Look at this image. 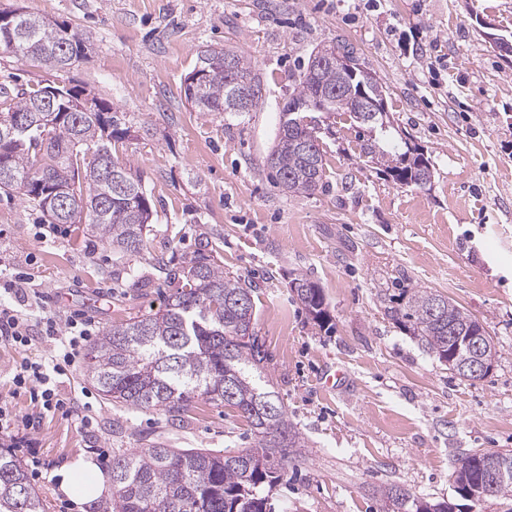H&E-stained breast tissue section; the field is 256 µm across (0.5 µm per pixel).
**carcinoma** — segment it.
Here are the masks:
<instances>
[{"mask_svg": "<svg viewBox=\"0 0 512 512\" xmlns=\"http://www.w3.org/2000/svg\"><path fill=\"white\" fill-rule=\"evenodd\" d=\"M13 27L0 24V50L56 73L70 58H87L90 40L65 25L51 23L22 8L12 10ZM229 58L231 72L184 88L198 112L239 114L236 86L246 80L256 88L243 111H254L262 84L244 57L230 49H208L198 55L192 73L209 67L215 56ZM294 94L281 112L276 141L265 161L276 183L291 195H311L323 186L325 151L321 132L310 122L314 109L349 116L367 132L360 145L365 163L376 166L402 186L431 184L433 168L417 147L399 152L387 147L386 90L367 85L361 70L328 66L313 78L301 71ZM54 99L56 119L46 126L33 106ZM293 127H287V111ZM29 117V129L18 133L0 154V192H17L49 224H80L112 250L139 254L153 209L141 178L113 153L124 139L112 108L97 97L82 98L73 87L54 81L27 88L0 87V128L18 115ZM72 181L66 204L51 199L54 181ZM181 285L164 309L106 328L87 352V374L108 402L136 410L184 414L196 397L234 409L250 427L255 446L214 454L201 449L154 446L112 456V502L104 512H273V491L283 481L288 453L303 456L306 441L295 430L271 391L256 376L269 360L254 335V288L224 274L218 251L200 250L186 261ZM291 292L321 328L332 327L322 289L305 276L291 281ZM387 314L402 324L444 365L455 356L453 336L475 333L482 323L465 308L430 288H409L389 299ZM486 453H465L454 472L457 496L470 512H485L494 500L466 499L476 485ZM388 483L378 489L383 512H448V501L431 500ZM0 512H45V504L13 456L0 452Z\"/></svg>", "mask_w": 512, "mask_h": 512, "instance_id": "cac0c4a2", "label": "carcinoma"}]
</instances>
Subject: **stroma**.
<instances>
[{
	"instance_id": "1",
	"label": "stroma",
	"mask_w": 512,
	"mask_h": 512,
	"mask_svg": "<svg viewBox=\"0 0 512 512\" xmlns=\"http://www.w3.org/2000/svg\"><path fill=\"white\" fill-rule=\"evenodd\" d=\"M18 6L83 33L91 51L55 74L0 51V84L52 77L110 104L128 131L119 156L154 210L146 250L123 256L104 244L90 251L93 237L72 224L50 236L23 195L0 193V264L33 280L16 304L31 327L79 312L101 332L157 312L207 244L225 273L254 287V331L269 354L261 381L308 442L273 494L275 512H381L377 490L388 482L451 499L458 454L512 449V56L484 35L489 23L512 34V0H0V10ZM331 42L353 46L376 73L393 143L424 153L430 186L366 169L341 119L324 138L321 189L291 197L275 184L265 157L279 116L310 52ZM219 48L262 78L254 111L186 102L199 52ZM301 274L322 289L332 331L294 299L289 283ZM416 285L483 323L501 351L487 378L459 380L385 315L386 294ZM53 353L0 345V397L17 414L32 405L11 368ZM85 370L78 359L57 385L76 415L29 432L45 469L28 480L47 512H103L106 499L90 509L58 488L57 472L81 457L254 444L232 409L173 417L116 407Z\"/></svg>"
}]
</instances>
